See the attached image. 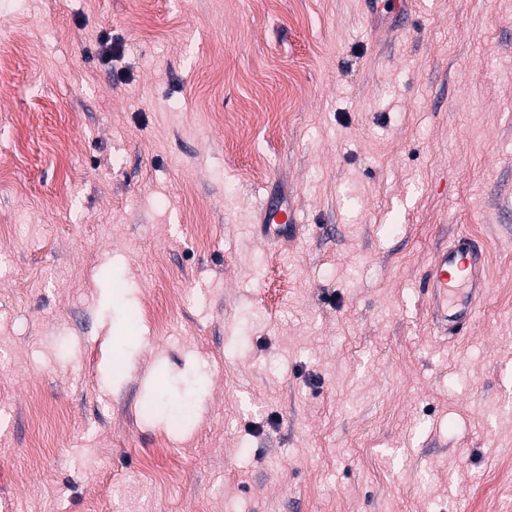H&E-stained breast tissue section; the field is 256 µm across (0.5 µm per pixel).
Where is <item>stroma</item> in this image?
I'll use <instances>...</instances> for the list:
<instances>
[{
  "label": "stroma",
  "mask_w": 512,
  "mask_h": 512,
  "mask_svg": "<svg viewBox=\"0 0 512 512\" xmlns=\"http://www.w3.org/2000/svg\"><path fill=\"white\" fill-rule=\"evenodd\" d=\"M0 57L13 512H512V0H0ZM263 223L265 226V236L268 241L278 240L287 234L291 237L295 232L297 225L295 218L288 206L270 208L263 214ZM424 288L427 313L439 332L464 333L487 294L485 252L470 236L458 235L430 259Z\"/></svg>",
  "instance_id": "stroma-1"
}]
</instances>
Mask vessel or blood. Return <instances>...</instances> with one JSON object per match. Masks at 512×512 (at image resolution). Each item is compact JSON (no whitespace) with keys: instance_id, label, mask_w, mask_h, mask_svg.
Listing matches in <instances>:
<instances>
[{"instance_id":"1","label":"vessel or blood","mask_w":512,"mask_h":512,"mask_svg":"<svg viewBox=\"0 0 512 512\" xmlns=\"http://www.w3.org/2000/svg\"><path fill=\"white\" fill-rule=\"evenodd\" d=\"M263 221L271 241L296 231L292 211L282 206L266 210ZM424 288L427 312L439 332L452 337L464 333L487 294L485 252L470 236L458 235L430 259Z\"/></svg>"}]
</instances>
